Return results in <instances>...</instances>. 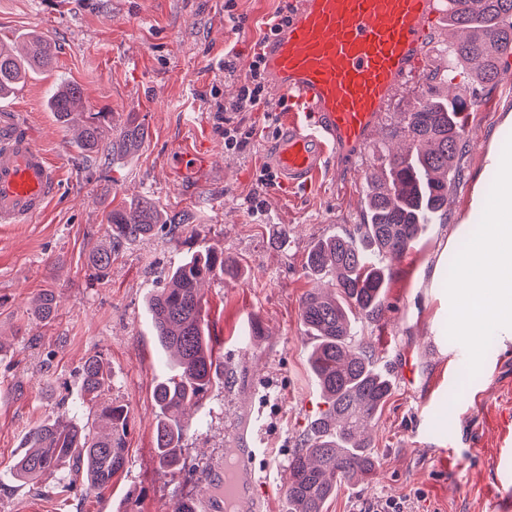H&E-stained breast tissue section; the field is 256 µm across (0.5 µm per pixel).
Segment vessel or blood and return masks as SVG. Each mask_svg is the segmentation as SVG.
Returning a JSON list of instances; mask_svg holds the SVG:
<instances>
[{"label": "vessel or blood", "mask_w": 512, "mask_h": 512, "mask_svg": "<svg viewBox=\"0 0 512 512\" xmlns=\"http://www.w3.org/2000/svg\"><path fill=\"white\" fill-rule=\"evenodd\" d=\"M447 0H288L267 43L269 89L291 112L270 151L280 182L306 186L329 154L366 147L404 80L426 64ZM60 171L13 112L0 113V224H26L55 198ZM258 431L208 481L210 512H259L267 491L252 462Z\"/></svg>", "instance_id": "vessel-or-blood-1"}]
</instances>
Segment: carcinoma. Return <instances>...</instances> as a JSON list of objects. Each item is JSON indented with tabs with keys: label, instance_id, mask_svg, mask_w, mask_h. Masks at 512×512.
<instances>
[{
	"label": "carcinoma",
	"instance_id": "obj_1",
	"mask_svg": "<svg viewBox=\"0 0 512 512\" xmlns=\"http://www.w3.org/2000/svg\"><path fill=\"white\" fill-rule=\"evenodd\" d=\"M448 25L466 37L447 48L448 64L429 75L425 97L400 125L409 142L402 153H389L385 172L366 182L360 223L322 239L310 249L307 266L314 276L331 278V289L314 288L301 302L300 320L313 339L309 363L327 404L303 436L288 463V512H324L339 485L365 479L377 466L362 433L382 410L392 392L390 379L375 366L362 333L376 319L385 296V261L404 254L428 224H442L448 198L462 178L467 115L478 91L495 82L502 57L512 50V0H448ZM53 48L42 36L20 42L0 39V98L13 92L27 74L52 65ZM55 118L68 125L84 108L75 86H63L49 98ZM144 129L130 117L111 139L96 113L75 139L84 152L132 155ZM159 210L149 200L112 209V241H135L153 235ZM92 267L100 273L112 265V249L95 248ZM229 271L223 254L204 249L191 254L167 274L166 287L149 301L155 338L176 356L175 374L154 390L157 407L155 444L159 464L170 468L179 460L188 428L186 411L208 392L217 374L206 335L203 282ZM56 297L42 293L35 311L49 319ZM107 373L92 356L82 367L85 394H98ZM128 412L122 405L96 408L83 424L57 420L31 430L15 463L16 474L31 480L47 471L68 469L71 482L80 479L103 488L123 471Z\"/></svg>",
	"mask_w": 512,
	"mask_h": 512
}]
</instances>
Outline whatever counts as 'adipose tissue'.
Masks as SVG:
<instances>
[{
    "label": "adipose tissue",
    "mask_w": 512,
    "mask_h": 512,
    "mask_svg": "<svg viewBox=\"0 0 512 512\" xmlns=\"http://www.w3.org/2000/svg\"><path fill=\"white\" fill-rule=\"evenodd\" d=\"M485 222L477 236L457 225L467 246L449 255L440 250L429 285L444 289L455 311L457 335H512V161L502 160L495 191L483 203Z\"/></svg>",
    "instance_id": "adipose-tissue-1"
}]
</instances>
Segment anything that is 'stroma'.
Instances as JSON below:
<instances>
[{"mask_svg":"<svg viewBox=\"0 0 512 512\" xmlns=\"http://www.w3.org/2000/svg\"><path fill=\"white\" fill-rule=\"evenodd\" d=\"M280 0H235L244 31L224 19V0H0V37H47L51 69L31 73L0 110L23 114L63 172L44 214L0 227V512H121L129 490L138 512H171L194 499L206 512L203 480L238 447L241 418L259 416L264 456L255 466L270 492L266 512H288V461L323 403L308 364L312 340L300 322L301 300L314 285L307 255L317 241L359 223L365 179L380 175L392 132L428 90L407 77L373 144L355 163L329 156L322 178L305 189L261 182L279 122L261 112L237 117L250 132L236 154L224 150L219 108L238 90L225 78L224 50L236 46L240 74L250 47ZM77 86L109 134L128 114L145 129L128 157L87 155L76 127L59 123L47 100L61 84ZM512 53L496 85L475 105L466 126L463 177L448 200V221L428 225L398 259L387 261L385 304L365 323L364 340L392 393L373 422V475L342 484L325 512H359L376 500H409L413 512H494L500 472L490 455L512 413V342L473 352L449 321L443 291L426 287L425 262L439 242L456 248L455 225L482 229L481 201L496 187L505 141L512 133ZM208 156L200 174L177 169L175 154ZM156 202L178 230L113 245L107 215L117 205ZM113 247L112 265L97 274L94 247ZM213 249L232 273L204 286L207 332L225 374L188 415L180 462L161 468L155 454V387L173 373L155 341L148 302L187 256ZM54 292L57 310L42 319L34 303ZM248 344L240 352V344ZM102 359L107 383L96 405L129 412L128 462L109 486L77 483L64 474L24 482L14 470L26 434L62 415L85 417L81 366Z\"/></svg>","mask_w":512,"mask_h":512,"instance_id":"obj_1","label":"stroma"}]
</instances>
